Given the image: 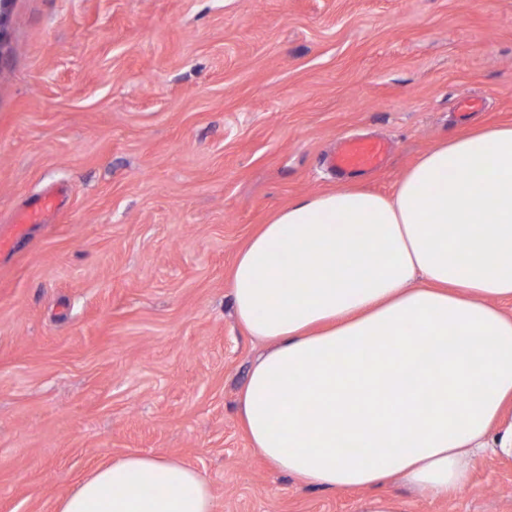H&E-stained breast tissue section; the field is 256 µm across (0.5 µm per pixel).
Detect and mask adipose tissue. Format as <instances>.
Segmentation results:
<instances>
[{
	"label": "adipose tissue",
	"mask_w": 512,
	"mask_h": 512,
	"mask_svg": "<svg viewBox=\"0 0 512 512\" xmlns=\"http://www.w3.org/2000/svg\"><path fill=\"white\" fill-rule=\"evenodd\" d=\"M238 322L268 344L239 395L254 450L306 486L399 477L447 498L483 454L512 461V123L420 156L393 192L300 197L230 270ZM181 461L131 453L57 512H216Z\"/></svg>",
	"instance_id": "obj_1"
}]
</instances>
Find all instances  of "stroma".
Instances as JSON below:
<instances>
[{
  "instance_id": "1",
  "label": "stroma",
  "mask_w": 512,
  "mask_h": 512,
  "mask_svg": "<svg viewBox=\"0 0 512 512\" xmlns=\"http://www.w3.org/2000/svg\"><path fill=\"white\" fill-rule=\"evenodd\" d=\"M475 95L480 110L457 112ZM512 122V0H8L0 11V512H55L96 465L177 459L218 512H358L251 448L262 343L229 271L257 225L336 189L339 137L391 140V193L436 144ZM404 512H512V462Z\"/></svg>"
}]
</instances>
